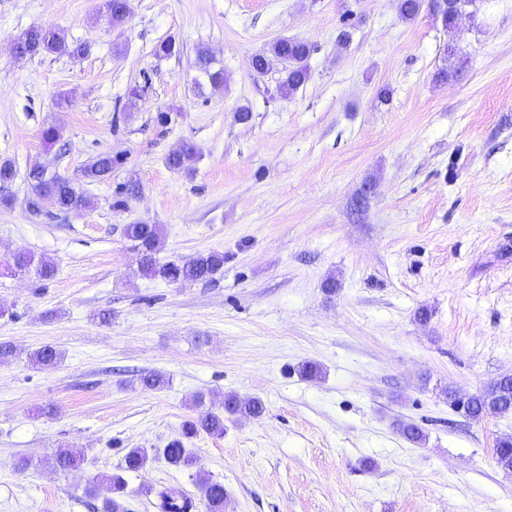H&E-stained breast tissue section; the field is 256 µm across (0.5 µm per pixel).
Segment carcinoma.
<instances>
[{"label":"carcinoma","instance_id":"carcinoma-1","mask_svg":"<svg viewBox=\"0 0 512 512\" xmlns=\"http://www.w3.org/2000/svg\"><path fill=\"white\" fill-rule=\"evenodd\" d=\"M103 8L109 23L113 26L126 24L128 17L127 0H104ZM16 53L20 56L36 54H67L79 56L84 54L86 46L69 45L59 31L32 26L15 42ZM314 47L303 41L283 38L273 42L269 47L256 53L253 64L256 69L266 72L274 66H281V78L277 91L283 96L295 93L309 79L308 61ZM195 66L200 73L199 85L207 84L212 90L224 86V68L206 50L197 52ZM199 155L193 143L183 144L177 152L167 157V165L175 170L186 168L187 164ZM120 165V160L109 154H100L95 161L82 171L81 177L90 181L108 178L112 170ZM27 179L32 189L29 207L39 209L41 201L51 199L58 210L72 211L92 206V200L77 189L76 181L58 174H49L40 168H31ZM125 236L133 242L137 256V271L146 278H161L169 283H210L216 280L224 269V253L209 251L199 253L182 262L162 263L157 255L161 250L162 230L158 224H128L124 228ZM34 262L31 254L18 252L10 256L8 270L16 273L27 270ZM61 353L45 346L32 355L34 365L48 366L56 363ZM193 415L182 425L181 436L175 438L159 449L149 451L146 448H130L123 457L125 472L137 473L146 470L152 462L162 458L167 463L191 470L197 460L186 443L202 434L209 436L224 435V414L257 418L265 411L263 402L258 398L240 399L234 393L224 395L223 411L215 412L206 407L205 396L197 394L191 402ZM512 411V375H502L490 382L483 390L468 397L465 403V415L471 419H480L488 414H507ZM497 465L506 471L512 470V436L501 437L495 448ZM84 457L69 450L56 451L47 463L54 468L67 471L82 465ZM200 493V500L205 503L208 512H224V483L213 480L197 471L193 474ZM110 484L112 496L102 505L95 507V512H127L122 502L125 495L126 480L120 474L106 477ZM146 493L154 497L156 512H195L196 503L182 488L176 486L149 487Z\"/></svg>","mask_w":512,"mask_h":512}]
</instances>
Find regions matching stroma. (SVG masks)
I'll use <instances>...</instances> for the list:
<instances>
[{"instance_id": "1", "label": "stroma", "mask_w": 512, "mask_h": 512, "mask_svg": "<svg viewBox=\"0 0 512 512\" xmlns=\"http://www.w3.org/2000/svg\"><path fill=\"white\" fill-rule=\"evenodd\" d=\"M102 3L0 0V160L17 169L0 258L57 267L47 282L0 268V343L15 349L0 363V512H90L83 487L179 437L200 392L266 407L188 443L225 512H512L494 460L512 413L475 421L441 393L512 374V0H474L450 29L427 7L403 19L398 0H128L119 29ZM33 25L88 50L16 56ZM280 38L315 47L287 97L278 69L251 66ZM168 39L178 52L156 56ZM202 46L222 90L196 84ZM454 58L461 74L436 81ZM186 141L199 157L170 169ZM102 153L123 163L80 181L92 208L29 210V169L78 178ZM128 224L162 225L161 261L218 250L224 270L138 276ZM46 345L61 360L33 367ZM153 370L163 390L137 385ZM60 448L83 467L44 466ZM23 457L36 467L16 471ZM125 478L128 512H155L145 484L197 492L162 459Z\"/></svg>"}]
</instances>
